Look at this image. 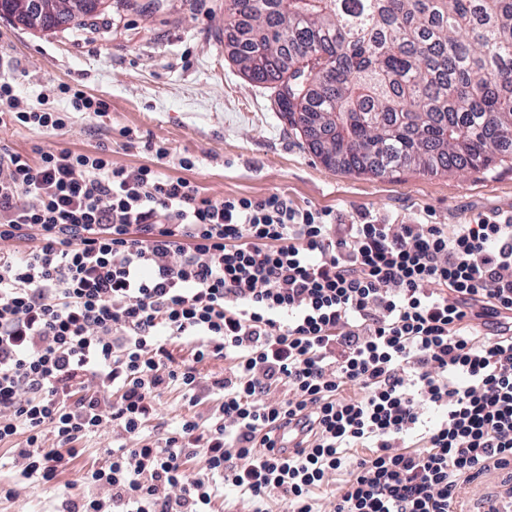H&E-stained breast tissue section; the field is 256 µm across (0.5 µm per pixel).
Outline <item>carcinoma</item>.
Returning a JSON list of instances; mask_svg holds the SVG:
<instances>
[{
  "label": "carcinoma",
  "instance_id": "obj_1",
  "mask_svg": "<svg viewBox=\"0 0 512 512\" xmlns=\"http://www.w3.org/2000/svg\"><path fill=\"white\" fill-rule=\"evenodd\" d=\"M0 17L40 32L86 24ZM227 44L321 163L393 177L512 164V0H224Z\"/></svg>",
  "mask_w": 512,
  "mask_h": 512
}]
</instances>
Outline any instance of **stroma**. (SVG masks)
Returning a JSON list of instances; mask_svg holds the SVG:
<instances>
[{"mask_svg":"<svg viewBox=\"0 0 512 512\" xmlns=\"http://www.w3.org/2000/svg\"><path fill=\"white\" fill-rule=\"evenodd\" d=\"M224 0H162L141 12L113 8L93 24L35 33L0 18V73L16 79L24 101L67 109L59 86L82 90L109 107L105 117L73 113L60 131L0 130V140L33 153L39 146L92 151L106 147L115 164L149 165L186 176L202 194L262 199L273 194L294 204L352 215L369 210L395 223L428 219L467 224L492 212H512V168L438 175L407 171L395 178L357 176L324 167L281 119L272 89L250 83L224 47ZM133 130L136 141L121 133ZM153 139L170 154L157 159ZM194 162L180 167L181 158ZM111 435L88 439L70 472L56 483L23 479L11 444L0 445V483L16 485L0 498V512H59L63 498L80 494L76 472L104 465Z\"/></svg>","mask_w":512,"mask_h":512,"instance_id":"1","label":"stroma"}]
</instances>
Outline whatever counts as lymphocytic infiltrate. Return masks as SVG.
I'll return each mask as SVG.
<instances>
[{"label": "lymphocytic infiltrate", "instance_id": "lymphocytic-infiltrate-1", "mask_svg": "<svg viewBox=\"0 0 512 512\" xmlns=\"http://www.w3.org/2000/svg\"><path fill=\"white\" fill-rule=\"evenodd\" d=\"M0 76V128L61 130ZM192 336L175 367L163 337ZM232 358L224 374H204ZM287 397H279L280 387ZM179 389L203 424H157ZM108 432L105 465L63 512H322L313 493L370 449L331 512H456L462 487L512 471V214L448 228L263 199H213L181 176L0 142V444L24 479L68 470Z\"/></svg>", "mask_w": 512, "mask_h": 512}]
</instances>
